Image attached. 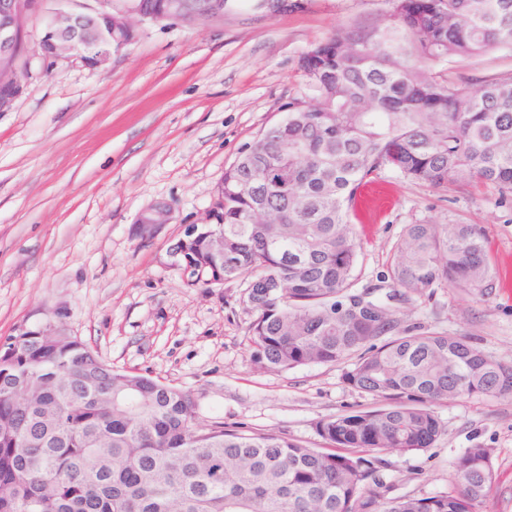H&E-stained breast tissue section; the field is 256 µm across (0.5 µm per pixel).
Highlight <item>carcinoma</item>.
<instances>
[{
  "mask_svg": "<svg viewBox=\"0 0 512 512\" xmlns=\"http://www.w3.org/2000/svg\"><path fill=\"white\" fill-rule=\"evenodd\" d=\"M512 47V0H394L384 26L333 31L299 58L311 100L228 167L210 223L185 237L191 285L238 281L253 316L250 359L266 371L350 362L345 382L387 402L322 419L331 451L198 422L192 396L112 369L80 337L0 341V512H479L491 451L466 449L453 489L389 496L377 453L430 447L432 406L512 399V364L469 336L411 334L400 310L436 285L492 297L497 275L474 224H408L393 293L352 292L363 242L350 215L385 172L439 189L512 195V72L466 93L429 65Z\"/></svg>",
  "mask_w": 512,
  "mask_h": 512,
  "instance_id": "1",
  "label": "carcinoma"
}]
</instances>
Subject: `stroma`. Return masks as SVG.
Segmentation results:
<instances>
[{
    "mask_svg": "<svg viewBox=\"0 0 512 512\" xmlns=\"http://www.w3.org/2000/svg\"><path fill=\"white\" fill-rule=\"evenodd\" d=\"M228 0L194 25H137L136 38L99 69L30 60L23 93L0 112V340L60 314L115 369L190 391L199 422L274 432L311 448L328 415L369 410L380 398L344 380L341 365L256 369L239 282L189 285L168 246L203 224L226 166L307 92L300 55L335 29L386 24L392 0H288L270 14ZM462 91L512 70V47L432 64ZM355 292L391 289L392 247L406 225L482 228L499 273L488 299L445 286L404 305L411 333L468 336L512 364V200L491 185L435 190L395 177L364 190ZM167 204L153 236L141 213ZM443 431L429 447L382 453L391 496L452 489L467 448H490L496 480L480 512H512V399L476 395L434 407Z\"/></svg>",
    "mask_w": 512,
    "mask_h": 512,
    "instance_id": "stroma-1",
    "label": "stroma"
}]
</instances>
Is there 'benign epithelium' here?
<instances>
[{"mask_svg": "<svg viewBox=\"0 0 512 512\" xmlns=\"http://www.w3.org/2000/svg\"><path fill=\"white\" fill-rule=\"evenodd\" d=\"M77 0H60L58 6L44 10L35 16L19 12L17 0H0V63L14 58L29 36L28 25L36 21L39 28L38 45L54 59L74 57L89 68H100L127 47L122 39L112 41L113 32L128 29L135 31L136 23L180 20L201 21L223 12L222 0H212V8L204 15L197 10L198 0H172V11L159 15L145 11L121 12L114 17L102 13L101 6L107 0H96L98 7L77 11L71 4ZM171 208L158 207L143 213L138 224L146 234L153 233L169 220Z\"/></svg>", "mask_w": 512, "mask_h": 512, "instance_id": "1", "label": "benign epithelium"}]
</instances>
